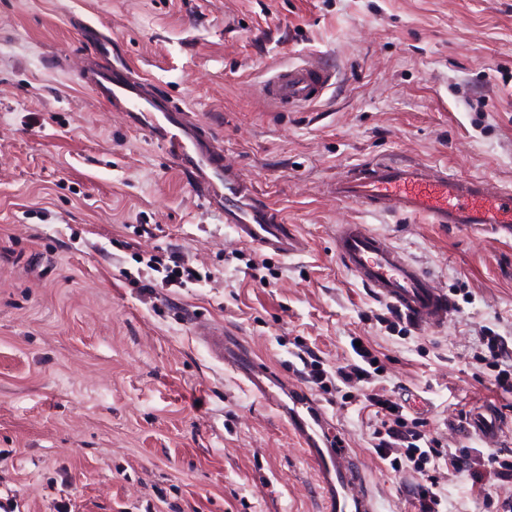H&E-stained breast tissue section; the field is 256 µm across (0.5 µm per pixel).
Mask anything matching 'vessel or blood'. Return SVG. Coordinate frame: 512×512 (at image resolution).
<instances>
[{"mask_svg": "<svg viewBox=\"0 0 512 512\" xmlns=\"http://www.w3.org/2000/svg\"><path fill=\"white\" fill-rule=\"evenodd\" d=\"M91 41L96 53L108 60L94 80L99 99L165 147L191 175L208 207L223 215L240 241L280 258L303 251L301 236L275 216L239 169L225 164L215 139L202 132L186 110L132 80L128 63L110 65V39L95 35ZM333 78L329 68L297 65L277 73L266 88L276 103L300 106L319 99ZM332 192L338 200L356 202L372 211L388 208L405 216L426 217L433 224H491L512 237L511 189L491 193L480 180L434 173L419 162L375 160L362 164L337 180ZM336 254L377 297L412 322L438 327L453 314L448 293L436 288L387 239L367 231L364 225H337ZM205 343L218 362L241 376L254 396L287 421L316 471L325 493L326 512H376L361 466L350 457L314 402L289 389L287 382L258 362L222 325L207 331ZM466 427L470 434L492 442L503 424L496 408L488 405L474 410Z\"/></svg>", "mask_w": 512, "mask_h": 512, "instance_id": "b4317fda", "label": "vessel or blood"}]
</instances>
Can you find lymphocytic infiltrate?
<instances>
[{
	"label": "lymphocytic infiltrate",
	"instance_id": "f902f5d3",
	"mask_svg": "<svg viewBox=\"0 0 512 512\" xmlns=\"http://www.w3.org/2000/svg\"><path fill=\"white\" fill-rule=\"evenodd\" d=\"M485 345L488 353L476 355V363L494 370L495 387L512 394V343L497 335L487 337ZM353 352V359L332 374L324 370L319 356L312 349H303L298 358L308 382L324 390L332 381H340L345 387L358 391L369 406L382 414V426L373 432V449L394 471L406 470L418 475L414 495L418 512H441L444 495L430 468L436 460L448 461L456 468L472 462L469 477L475 484L483 483L488 474L500 479L512 478L510 454L501 451L487 453L478 448H464L457 453L444 450L437 440L427 436L421 421L404 417L401 404L373 390L372 385L381 371L373 351L361 345L354 347ZM483 463L488 466L484 472L479 469Z\"/></svg>",
	"mask_w": 512,
	"mask_h": 512
}]
</instances>
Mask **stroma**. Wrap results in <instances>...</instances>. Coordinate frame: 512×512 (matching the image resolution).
<instances>
[{
	"mask_svg": "<svg viewBox=\"0 0 512 512\" xmlns=\"http://www.w3.org/2000/svg\"><path fill=\"white\" fill-rule=\"evenodd\" d=\"M86 22L221 138L304 252L241 243L100 102L82 79L96 62ZM299 64L333 70L320 99L263 94ZM378 159L512 189V0H0V512H323L287 422L214 360L192 330L201 315L304 387L377 512H415V479L374 453L369 410L306 382L298 345L332 373L361 337L378 387L452 449L483 447L459 414L493 401L512 449V395L472 365L486 333L512 337V239L332 196ZM340 224L388 238L444 288L448 325L377 322L388 305L340 263ZM173 253L199 280L165 286L146 268ZM439 478L447 512L512 499V481Z\"/></svg>",
	"mask_w": 512,
	"mask_h": 512,
	"instance_id": "obj_1",
	"label": "stroma"
}]
</instances>
